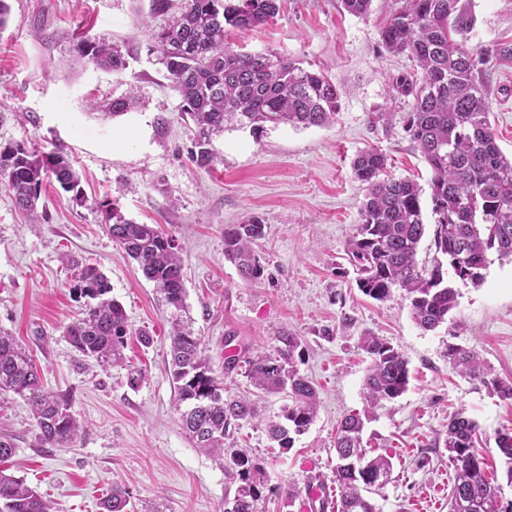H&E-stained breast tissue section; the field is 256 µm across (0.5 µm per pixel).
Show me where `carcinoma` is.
Returning <instances> with one entry per match:
<instances>
[{"label":"carcinoma","instance_id":"carcinoma-1","mask_svg":"<svg viewBox=\"0 0 512 512\" xmlns=\"http://www.w3.org/2000/svg\"><path fill=\"white\" fill-rule=\"evenodd\" d=\"M277 13V0H187L180 15L154 34L159 64L171 76L182 114L196 127L192 157L198 166L211 165L212 139L227 127L256 132L268 124L309 128L334 121L343 91L327 75L272 53H238L225 42L228 30L263 25ZM469 28L460 0H403L381 28L384 48L410 56L418 67L416 72L393 77L389 93L413 99L404 131L432 170L436 257L431 267L417 259L426 230L422 189L409 179L380 178L386 160L375 150L359 154L352 165L368 191L349 250L357 287L380 302L400 293L409 302L413 321L425 331L446 321L456 308L454 280L478 286L485 280L490 256L512 260V158H506L495 142L488 91L480 79L486 53L467 46ZM76 52L105 70L122 72L128 67L124 54L107 42L81 40ZM49 179L66 192L79 187V176L64 148L40 156L22 144L0 148V184L23 213L35 216ZM104 208L112 240L138 264L171 308L169 371L183 430L196 447L221 464L233 465L239 486L230 512H257L264 488L261 465L243 448H224L230 428L259 418L250 400L224 394V375L236 369V359L215 372L203 355L202 337L185 320V288L175 239L154 224L126 219L114 203ZM264 234L265 225L256 217L224 229V258L247 280L263 273L253 245ZM76 269L71 290L84 300V309L67 327L66 338L99 366L117 364L132 334L126 312L108 297L111 284L97 266ZM361 349L371 358L364 383L366 406L363 413L347 416L336 433L337 512H378L368 493L389 482L393 464L387 455L367 457L364 421L383 402L401 396L409 384L408 362L389 342L367 335L361 338ZM302 353L301 338L285 329L273 352L245 360L255 388L288 394L281 420L267 423L268 436L283 453L317 415V391L297 369ZM448 364L512 400V384L494 376L474 351L450 346ZM11 393L30 406L42 444L62 447L77 437L80 425L70 400L47 390L31 356L0 330V396ZM477 430V423L462 412L448 422L443 447L454 468L448 512H512V500H502L500 487L484 475ZM499 437L507 439L498 449L512 488V433ZM128 504L126 489L112 484L104 512H127ZM50 509L23 479L0 470V512Z\"/></svg>","mask_w":512,"mask_h":512}]
</instances>
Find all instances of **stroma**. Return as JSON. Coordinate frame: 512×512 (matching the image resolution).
I'll return each mask as SVG.
<instances>
[{"instance_id":"stroma-1","label":"stroma","mask_w":512,"mask_h":512,"mask_svg":"<svg viewBox=\"0 0 512 512\" xmlns=\"http://www.w3.org/2000/svg\"><path fill=\"white\" fill-rule=\"evenodd\" d=\"M184 2L169 0L157 14L152 0H7L0 145L20 143L39 154L64 147L80 191L45 183L32 222L0 185V329L32 352L45 386L68 397L83 423L73 443L46 448L27 402L0 397V434L17 446L8 468L46 496L53 512H101L116 481L129 492L130 512H225L236 493L235 472L195 448L181 428L168 369L170 310L112 241L101 206L113 202L127 219L174 237L193 329L214 367L231 354L273 351L282 329L301 338L299 369L316 387L319 406L287 453L264 425L287 398L261 394L241 368L226 380L230 393L250 397L260 410V420L241 423L224 440L265 469L259 512H296L289 500L314 486L338 499L334 440L341 420L365 406L370 359L360 339L367 333L403 353L410 370L407 391L377 408L364 429L369 450L393 457L390 481L370 495L379 512H448L453 470L442 440L460 411L478 424L486 477L503 481L496 438L512 432V401L455 373L448 348L474 350L512 381V262L492 261L482 285L456 282V309L425 331L401 296L378 302L363 295L348 260L366 195L352 171L362 151L382 152L387 175L416 181L423 207L431 205L432 171L404 131L412 101L388 95L392 76L414 67L381 42L396 0H372L364 16L348 13L340 0H279L269 23L229 31L234 50L273 52L322 71L343 96L325 127L225 130L212 141L207 168L191 159L192 122L150 51L153 30ZM461 3L473 19L468 46L489 54L490 121L511 158L512 0ZM83 37L117 45L127 69L108 72L78 58ZM131 92L135 107L109 117L113 100ZM253 216L266 231L255 247L264 273L247 281L224 258V228ZM69 258L97 265L123 305L133 330L123 364L101 369L66 341V327L83 309L70 288ZM143 332L150 344L141 342ZM134 370L143 373L135 384Z\"/></svg>"}]
</instances>
